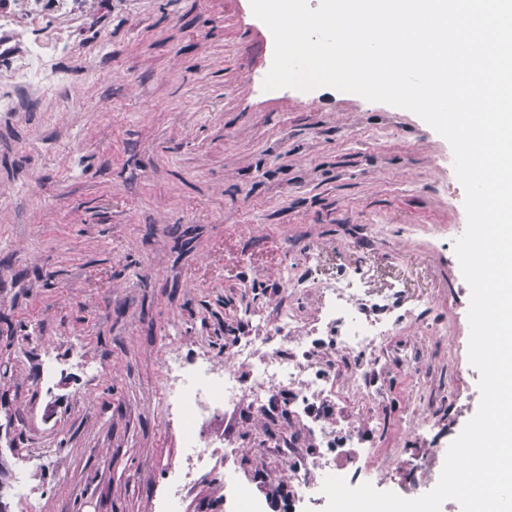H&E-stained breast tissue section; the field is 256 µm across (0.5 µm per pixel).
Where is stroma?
I'll return each instance as SVG.
<instances>
[{"mask_svg": "<svg viewBox=\"0 0 512 512\" xmlns=\"http://www.w3.org/2000/svg\"><path fill=\"white\" fill-rule=\"evenodd\" d=\"M273 55L250 0H105L68 61L76 78L0 114L10 512H152L182 453L162 351L174 339L183 356L221 358L244 306L281 304L283 266L431 295L430 323L467 328L470 288L454 252L465 191L450 144L415 113L354 93L264 90ZM91 60L112 82L83 76ZM434 355L437 381L466 399L438 413L445 449L478 410L480 374L448 363L447 349ZM390 380L380 440L428 452L401 422L421 381L401 368ZM248 420L220 411L205 431L245 447L258 436ZM278 471L273 451L222 460L184 492L181 512H232L215 494L230 476L279 512Z\"/></svg>", "mask_w": 512, "mask_h": 512, "instance_id": "1", "label": "stroma"}]
</instances>
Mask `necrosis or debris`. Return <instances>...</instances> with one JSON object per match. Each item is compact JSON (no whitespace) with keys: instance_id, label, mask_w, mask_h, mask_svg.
<instances>
[{"instance_id":"4bbe7bcc","label":"necrosis or debris","mask_w":512,"mask_h":512,"mask_svg":"<svg viewBox=\"0 0 512 512\" xmlns=\"http://www.w3.org/2000/svg\"><path fill=\"white\" fill-rule=\"evenodd\" d=\"M101 0H0V65L8 89L0 112L18 111L13 91L52 94L69 83L66 67L100 8ZM281 293L309 295L314 305L301 316L288 304L276 312L246 310L243 325L222 361L200 355L186 361L172 351L162 359L172 423L189 448L202 445L203 428L220 408L244 407L262 420L286 412L288 424L276 448L287 463L284 482L292 512H323L326 476L355 487L380 486L398 464L399 448L370 438L389 404L392 367L427 376L423 347L440 346L444 329L426 324L432 303L424 294L397 288H364L359 277L324 280L308 288L293 269L274 277ZM444 387L429 385L414 398L413 435L433 434L438 409L450 403Z\"/></svg>"}]
</instances>
